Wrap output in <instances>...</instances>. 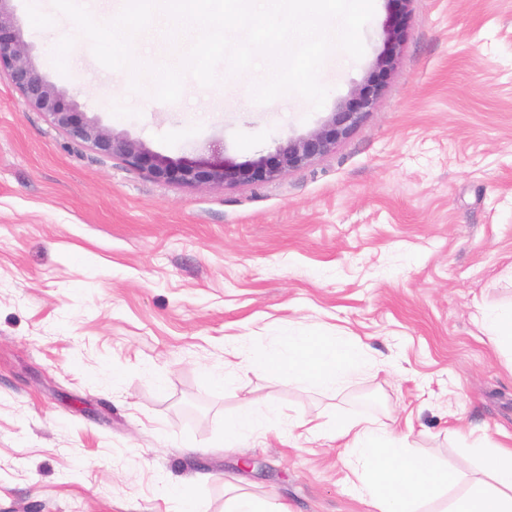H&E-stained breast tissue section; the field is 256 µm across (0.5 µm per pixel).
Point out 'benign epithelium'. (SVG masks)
Wrapping results in <instances>:
<instances>
[{
    "label": "benign epithelium",
    "mask_w": 512,
    "mask_h": 512,
    "mask_svg": "<svg viewBox=\"0 0 512 512\" xmlns=\"http://www.w3.org/2000/svg\"><path fill=\"white\" fill-rule=\"evenodd\" d=\"M10 2L0 0V72L7 73L24 107L46 114L68 137L88 143L102 154L119 156L130 166L159 180L204 187L241 181L271 182L331 151L372 108L382 89L383 78L394 69L397 48L403 37L401 26L393 20L388 21V38L367 84L352 89L350 98L330 113L319 128L288 139L274 153L236 164L221 157V147L214 145L211 158L173 161L150 151L137 140L114 133L97 118L78 111L76 103L66 102L64 92L38 70Z\"/></svg>",
    "instance_id": "7a95c632"
}]
</instances>
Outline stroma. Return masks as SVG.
<instances>
[{"label": "stroma", "instance_id": "stroma-1", "mask_svg": "<svg viewBox=\"0 0 512 512\" xmlns=\"http://www.w3.org/2000/svg\"><path fill=\"white\" fill-rule=\"evenodd\" d=\"M11 7L41 73L117 133L173 160L220 144L241 164L322 123L384 47L334 51L312 110L254 104V74L167 104L129 90L51 0ZM397 65L352 133L269 183L155 180L23 108L0 75V512H180L173 489L224 512L241 479L291 512H375L353 494L343 440L294 422L370 418L439 466L474 473V437L512 442V353L489 327L512 306V0H411ZM112 107L102 110L101 99ZM363 351L333 393L228 353L296 335ZM247 398L275 405L224 445Z\"/></svg>", "mask_w": 512, "mask_h": 512}]
</instances>
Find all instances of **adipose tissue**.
<instances>
[{
	"mask_svg": "<svg viewBox=\"0 0 512 512\" xmlns=\"http://www.w3.org/2000/svg\"><path fill=\"white\" fill-rule=\"evenodd\" d=\"M363 352L342 336H289L281 347L249 352L252 367L326 392L357 371ZM305 433L342 438L356 476L351 489L369 498L376 512H512V447L473 443L479 477L440 467L415 453L406 435L371 419L344 425L300 419Z\"/></svg>",
	"mask_w": 512,
	"mask_h": 512,
	"instance_id": "obj_1",
	"label": "adipose tissue"
}]
</instances>
